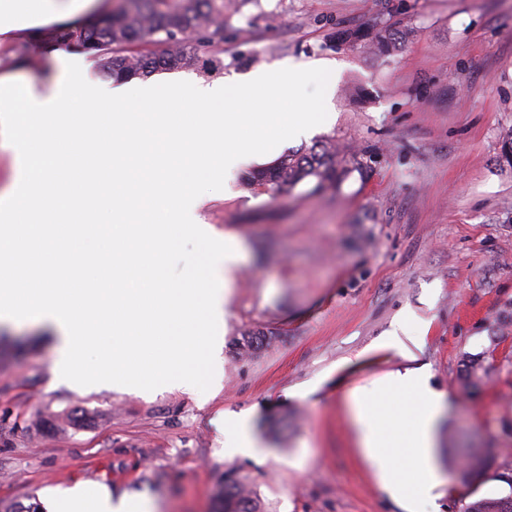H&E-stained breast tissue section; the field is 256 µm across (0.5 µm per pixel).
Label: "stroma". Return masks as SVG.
Here are the masks:
<instances>
[{
	"label": "stroma",
	"mask_w": 512,
	"mask_h": 512,
	"mask_svg": "<svg viewBox=\"0 0 512 512\" xmlns=\"http://www.w3.org/2000/svg\"><path fill=\"white\" fill-rule=\"evenodd\" d=\"M392 24L398 48L330 47L328 33ZM57 50L0 44V69L41 78ZM335 68L330 120L361 169L335 191L305 183L273 194L227 173L199 196L204 223L249 254L224 323L223 379L144 391L56 383L52 335L0 330V501L48 505L77 483L145 493L159 512H216L226 472L246 477L269 512H402L355 449L343 394L405 367L374 343L397 325L417 365L448 395L438 457L450 486L440 512L512 492V0H260L224 31L213 65L170 71L220 84L288 62ZM265 333L257 351L237 342ZM370 351L356 370L349 360ZM487 372L465 394L471 361ZM82 413L51 430L39 417ZM251 412L264 450L224 455V423ZM497 449L473 484L455 449Z\"/></svg>",
	"instance_id": "stroma-1"
}]
</instances>
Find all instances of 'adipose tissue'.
<instances>
[{
    "label": "adipose tissue",
    "instance_id": "adipose-tissue-1",
    "mask_svg": "<svg viewBox=\"0 0 512 512\" xmlns=\"http://www.w3.org/2000/svg\"><path fill=\"white\" fill-rule=\"evenodd\" d=\"M97 0H0V36L82 20ZM446 395L431 384L428 367L390 371L345 395L357 451L379 490L418 512L435 504L447 478L438 461V426ZM51 512H156L144 494L118 497L86 485L54 495Z\"/></svg>",
    "mask_w": 512,
    "mask_h": 512
}]
</instances>
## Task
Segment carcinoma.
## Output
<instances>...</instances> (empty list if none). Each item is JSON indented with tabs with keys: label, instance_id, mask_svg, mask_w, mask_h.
I'll return each mask as SVG.
<instances>
[{
	"label": "carcinoma",
	"instance_id": "carcinoma-1",
	"mask_svg": "<svg viewBox=\"0 0 512 512\" xmlns=\"http://www.w3.org/2000/svg\"><path fill=\"white\" fill-rule=\"evenodd\" d=\"M253 0H115L112 9L85 22L58 30L55 43L85 52L98 59L100 68L112 77L128 79L150 76L163 70L190 69L200 61H212L214 48L224 41V29ZM362 40L380 53L394 48L392 29L343 30L327 38L336 42ZM358 154L333 140H316L284 152L269 165L249 173L246 184L272 193L292 191L312 181L317 192H332L354 167ZM266 341L262 332H249L238 342L251 353ZM492 451L458 459L463 482L480 478L487 470ZM219 512H265L257 494L236 474L224 479ZM460 512H512V492L505 497L478 499L462 504Z\"/></svg>",
	"mask_w": 512,
	"mask_h": 512
}]
</instances>
